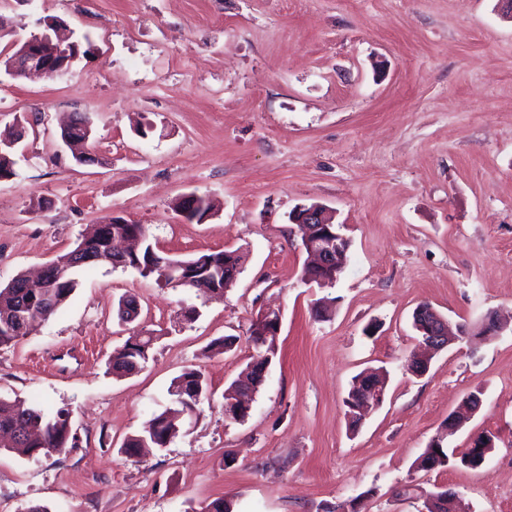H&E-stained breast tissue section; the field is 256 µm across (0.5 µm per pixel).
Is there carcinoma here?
Segmentation results:
<instances>
[{"label": "carcinoma", "instance_id": "obj_1", "mask_svg": "<svg viewBox=\"0 0 512 512\" xmlns=\"http://www.w3.org/2000/svg\"><path fill=\"white\" fill-rule=\"evenodd\" d=\"M92 129L86 125V118L77 116L71 120L65 135L74 158H79L91 146ZM16 174L15 160L11 151L0 150V179H9ZM175 212L198 223L211 216L214 204L208 196H201V205L194 207L191 202L179 200ZM129 236L142 239L139 250L127 255L124 262L115 263L112 241ZM243 255L237 250H224L203 254L191 259H176L156 251L148 242L147 228L143 224H131L117 216L104 224H92L78 239L76 246L57 256L45 269L40 280L32 282L20 273L4 287H0V346H6L23 336L16 319L25 318L32 322L49 318L71 296L77 287L75 269L85 264L104 263L113 269H132L142 277H153L156 281L173 288H192L197 293L209 295L222 293L233 279L226 272L240 271ZM157 340L151 332L137 333L112 354V373L124 376L142 367L149 359V353ZM274 356L272 346L256 348V355L246 366L245 381L259 388L263 384L265 361L263 355ZM207 391L203 373L194 368L184 370L172 384L169 394L188 415L196 412L201 397ZM70 411L60 408L46 414L35 408L16 410L7 401L0 400V447L21 456L49 455L62 453L74 447L75 435L70 425ZM166 413H160L145 423L141 431L127 439L123 452L128 455L146 446L164 448L178 434L171 424H164ZM473 450L467 449L459 457L448 456L445 449L429 442L421 456V466L432 469L456 464L474 467Z\"/></svg>", "mask_w": 512, "mask_h": 512}]
</instances>
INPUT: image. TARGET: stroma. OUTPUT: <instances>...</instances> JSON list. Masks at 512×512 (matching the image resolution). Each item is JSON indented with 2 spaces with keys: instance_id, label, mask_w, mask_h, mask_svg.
<instances>
[{
  "instance_id": "obj_1",
  "label": "stroma",
  "mask_w": 512,
  "mask_h": 512,
  "mask_svg": "<svg viewBox=\"0 0 512 512\" xmlns=\"http://www.w3.org/2000/svg\"><path fill=\"white\" fill-rule=\"evenodd\" d=\"M61 21L82 44L69 74L0 68V131L23 126L15 177L0 181V286L73 249L88 225H146L171 257L240 250L223 296L204 299L130 269L93 265L68 301L0 347V399L69 409L73 448L31 458L0 450V512H421L407 485L458 492L459 512H512V14L503 0H0V52ZM92 123L94 163L60 138ZM209 196L202 223L174 210ZM335 212L350 241L334 286L306 282L298 205ZM140 304L123 320L120 299ZM450 325L492 314L502 329L460 340L421 376L409 369L413 312ZM196 307L194 320L183 317ZM276 355L247 417L224 392L250 361L267 311ZM373 333H366V326ZM160 332L142 369L109 361L133 333ZM236 336L217 354L214 339ZM208 392L163 449L122 445L170 405L173 378ZM387 377L383 403L351 428L355 375ZM481 399L453 434L449 416ZM478 437L477 468L426 470ZM443 446V445H442ZM438 447L433 441H430L425 448L422 456H421V466L425 468L432 469L434 467H445L448 466L449 463L461 465L465 467H474L475 456H473V450L468 448L466 452L462 453L459 457L451 458L448 456L446 450ZM437 450H440V453H437ZM437 464V466H435Z\"/></svg>"
}]
</instances>
